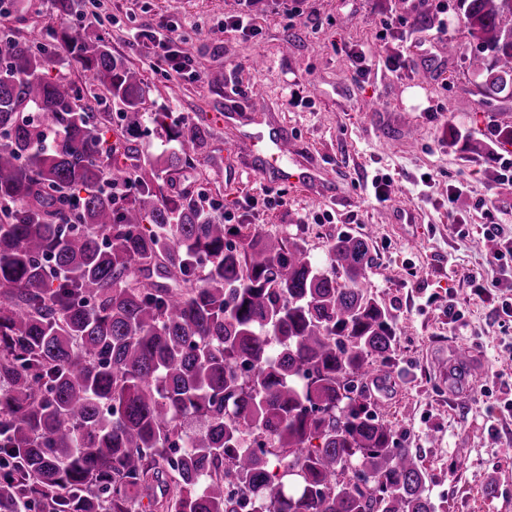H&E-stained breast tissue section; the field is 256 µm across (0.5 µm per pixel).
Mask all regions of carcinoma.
Segmentation results:
<instances>
[{
	"label": "carcinoma",
	"instance_id": "carcinoma-1",
	"mask_svg": "<svg viewBox=\"0 0 512 512\" xmlns=\"http://www.w3.org/2000/svg\"><path fill=\"white\" fill-rule=\"evenodd\" d=\"M456 8L479 94L512 97V0ZM44 38L0 27V512H434L367 395L396 336L369 240L323 266L209 215L173 178L208 129L157 115L177 148L139 161L141 73L103 34ZM68 59L123 106L124 163L110 114L49 75ZM107 179L136 185L127 204Z\"/></svg>",
	"mask_w": 512,
	"mask_h": 512
}]
</instances>
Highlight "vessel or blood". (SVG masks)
<instances>
[{"label": "vessel or blood", "mask_w": 512, "mask_h": 512, "mask_svg": "<svg viewBox=\"0 0 512 512\" xmlns=\"http://www.w3.org/2000/svg\"><path fill=\"white\" fill-rule=\"evenodd\" d=\"M252 141L260 161L258 173L264 180L333 197L334 192L325 185L319 167L300 161L299 151L278 122H271L264 132L254 135Z\"/></svg>", "instance_id": "b4317fda"}]
</instances>
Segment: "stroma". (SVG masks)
Wrapping results in <instances>:
<instances>
[{
    "instance_id": "35a3bbf8",
    "label": "stroma",
    "mask_w": 512,
    "mask_h": 512,
    "mask_svg": "<svg viewBox=\"0 0 512 512\" xmlns=\"http://www.w3.org/2000/svg\"><path fill=\"white\" fill-rule=\"evenodd\" d=\"M417 2L109 0L102 13L82 0L67 26L83 37L106 33L113 54L149 85V115L134 141L140 158L171 147L152 113L209 128L205 152L184 166L178 186L240 211L242 223L264 233L302 238L317 260L338 234L371 238L365 287L389 309L397 336L393 372L369 382V393L397 442L417 452L435 512H512V414L488 410L491 398L512 399V319L492 316L470 281L481 275L497 293L485 228L494 222L512 234V182L498 175L512 159V97L487 103L478 95L453 0H429V26L419 24ZM239 14L251 20L248 36L224 31ZM440 21L456 53L435 40ZM54 22L51 0H29L8 19L32 41ZM171 25L193 44L194 68L223 71V85L176 80L152 64L141 33ZM360 46L368 56L358 80L347 51ZM229 103L238 108L231 125L220 119ZM271 118L335 181V198L261 181L244 134ZM377 175L390 180L382 203L371 191ZM452 185L463 189L453 199ZM253 197L270 204L244 209ZM452 302L464 313L455 323ZM461 345L485 370L468 389L452 358Z\"/></svg>"
}]
</instances>
